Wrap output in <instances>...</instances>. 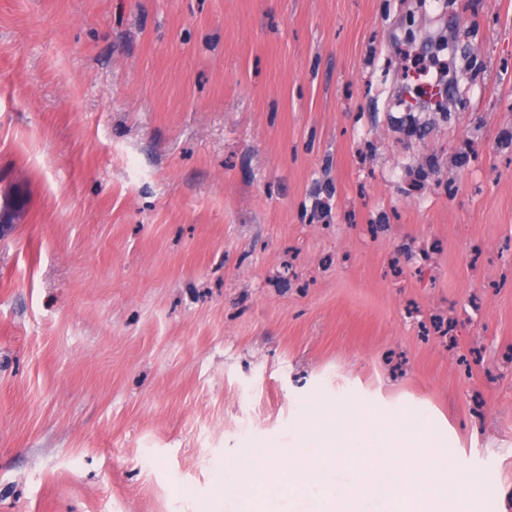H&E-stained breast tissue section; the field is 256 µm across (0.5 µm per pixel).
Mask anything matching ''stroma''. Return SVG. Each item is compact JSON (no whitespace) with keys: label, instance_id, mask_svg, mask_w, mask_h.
Returning <instances> with one entry per match:
<instances>
[{"label":"stroma","instance_id":"stroma-1","mask_svg":"<svg viewBox=\"0 0 512 512\" xmlns=\"http://www.w3.org/2000/svg\"><path fill=\"white\" fill-rule=\"evenodd\" d=\"M0 214V512H202L355 396L512 512V0H0Z\"/></svg>","mask_w":512,"mask_h":512}]
</instances>
